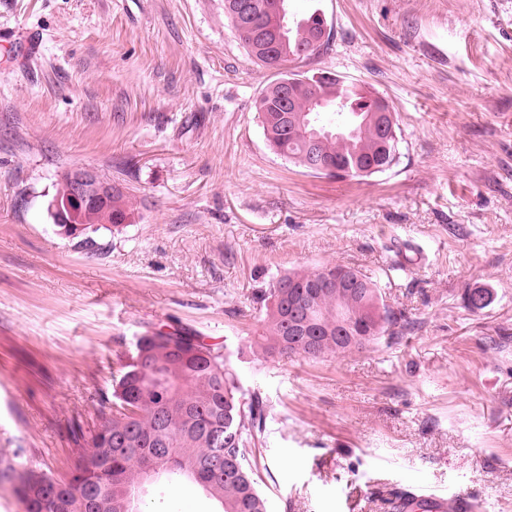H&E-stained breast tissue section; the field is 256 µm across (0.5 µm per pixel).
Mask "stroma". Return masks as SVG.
<instances>
[{"label": "stroma", "mask_w": 512, "mask_h": 512, "mask_svg": "<svg viewBox=\"0 0 512 512\" xmlns=\"http://www.w3.org/2000/svg\"><path fill=\"white\" fill-rule=\"evenodd\" d=\"M314 5L329 45L293 67L389 101L384 172L268 149L272 74L224 0H0V467L68 476L137 338L179 329L267 399L271 512H390L399 487L512 512V0L288 2ZM75 166L122 184L135 222L62 235L47 206ZM326 263L408 325L318 362L250 354L255 286Z\"/></svg>", "instance_id": "obj_1"}]
</instances>
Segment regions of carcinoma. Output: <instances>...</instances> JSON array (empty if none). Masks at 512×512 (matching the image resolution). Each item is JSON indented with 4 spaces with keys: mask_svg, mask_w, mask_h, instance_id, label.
Masks as SVG:
<instances>
[{
    "mask_svg": "<svg viewBox=\"0 0 512 512\" xmlns=\"http://www.w3.org/2000/svg\"><path fill=\"white\" fill-rule=\"evenodd\" d=\"M266 5L253 13L241 37L248 55L262 66L299 85L312 84L333 107L316 114L330 129L352 126L351 134H321L316 151L325 169L309 165V142L302 129L280 123L278 87L267 84L255 100L269 148L316 175L362 178L383 172L399 157V125L383 144L371 115L366 88L329 73L290 71L288 64L320 54L308 50L314 30L327 28L324 12L313 7L303 26L283 32V18ZM135 214L128 195L112 196V210L90 204L80 208V235L109 227L119 231ZM323 267L303 269L258 287L256 303L263 332L251 352L265 360L300 358L319 361L363 351L396 335L401 315L386 303L376 281L356 272V286L323 283ZM465 306L481 311L488 293L481 288L464 294ZM112 413L104 415L91 437L93 469L81 456L69 477L25 470L14 476L15 493L24 512H147L144 504L155 485L190 486L212 504L210 512H269L259 488L256 447L265 421V404L241 385L237 370L220 348L198 336L158 329L137 339L114 389Z\"/></svg>",
    "mask_w": 512,
    "mask_h": 512,
    "instance_id": "1",
    "label": "carcinoma"
}]
</instances>
